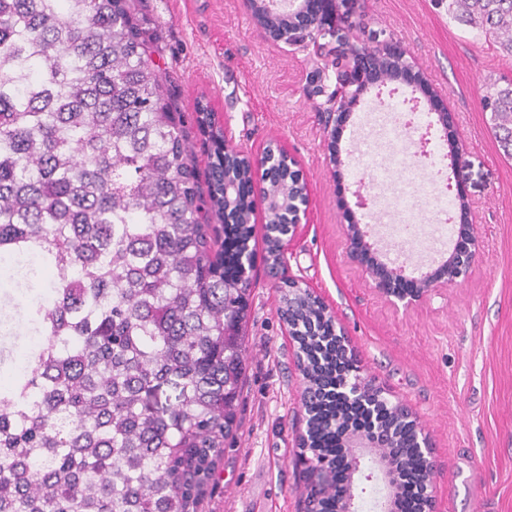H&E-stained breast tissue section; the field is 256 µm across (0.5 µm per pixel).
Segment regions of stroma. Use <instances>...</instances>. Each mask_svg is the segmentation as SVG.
I'll return each mask as SVG.
<instances>
[{
	"label": "stroma",
	"instance_id": "stroma-1",
	"mask_svg": "<svg viewBox=\"0 0 512 512\" xmlns=\"http://www.w3.org/2000/svg\"><path fill=\"white\" fill-rule=\"evenodd\" d=\"M140 31L172 92L208 182L212 138L228 131L229 148L257 155L285 144L309 185L308 222L280 265L262 231L254 253L244 318L247 353L236 426L208 485L202 512H299L304 483L299 458L303 376L280 310L281 284L297 279L320 295L345 327L364 375L402 400L431 435L437 512H512V159L505 158L480 98L487 84L512 75L484 35L458 25L448 0H352L330 24L348 44L330 42L332 60L348 45L393 39L407 52L414 77L369 87L330 139L310 81L313 51L275 43L257 27L245 0H135ZM211 110L201 127L197 107ZM453 116L448 127L435 113ZM411 119L409 144L370 133L373 121ZM374 155L399 160L387 186L373 191L357 162L362 141ZM460 152L461 166L450 157ZM338 153L340 169L329 162ZM368 201L356 205L358 197ZM451 199L479 243L467 278L412 309L396 308L374 289L364 267L346 253V213L369 225L379 260L408 276L433 270L424 238L393 243L370 214L403 211L429 227L435 198ZM464 198L467 211L455 206Z\"/></svg>",
	"mask_w": 512,
	"mask_h": 512
}]
</instances>
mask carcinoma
Here are the masks:
<instances>
[{"instance_id": "cac0c4a2", "label": "carcinoma", "mask_w": 512, "mask_h": 512, "mask_svg": "<svg viewBox=\"0 0 512 512\" xmlns=\"http://www.w3.org/2000/svg\"><path fill=\"white\" fill-rule=\"evenodd\" d=\"M448 15L512 56V0ZM481 107L512 158V79ZM174 109L132 0H0V512H198L232 437L252 226L202 220ZM226 169L219 140L217 218ZM329 338L303 343L317 383Z\"/></svg>"}]
</instances>
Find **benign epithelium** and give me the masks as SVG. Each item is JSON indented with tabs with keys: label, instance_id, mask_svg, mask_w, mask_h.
<instances>
[{
	"label": "benign epithelium",
	"instance_id": "benign-epithelium-1",
	"mask_svg": "<svg viewBox=\"0 0 512 512\" xmlns=\"http://www.w3.org/2000/svg\"><path fill=\"white\" fill-rule=\"evenodd\" d=\"M280 3L281 0H247L260 29L271 40L289 46L311 44L319 50L323 49L320 39L325 35L336 38L338 42L347 40V33L343 29L327 28L326 20L309 6L308 0H287L284 7ZM351 56L352 64L336 71L334 86L324 83V69H319L316 75L315 93L325 97L327 103V108L320 110L322 122L331 136L336 135L345 119L346 110L357 102L365 86L396 81L412 71V66L406 60V52L391 40L372 48L355 49ZM250 162L247 174L224 181V223H237L239 209H253L255 200H261L265 210L264 224L271 223L272 215L277 213L280 215L278 223L288 225V233L280 238L273 257V262L278 263L284 257L285 247L299 233L300 226L307 223L308 185L303 174L293 169L297 162L282 144H267ZM293 176L298 178L303 191L296 211L290 212L283 205L281 189L288 186ZM343 230L351 258L362 261L373 249L366 240L368 232L351 216L343 225ZM456 234V246L440 269L419 278L418 285L408 291L398 288V284L404 280L403 269L390 267L384 262L370 264L367 273L376 290L390 303L395 305L400 302L408 309L444 285L466 278L477 259L478 241L471 224L458 225ZM294 294L306 298L320 311L323 319L330 322L337 352L352 364L336 380V386L320 389L309 377L304 360H297L304 379L302 422L308 421L313 405L333 395L365 413L371 422L369 429L357 430L348 436L345 442L347 480L332 486L326 481L336 472L335 465L321 458L322 450L312 447L307 432L300 433L301 458L307 479L301 495V512H318L317 505L329 497L336 500V512H360V500L366 492V488L362 487L365 481L374 484V512H395L399 473L412 458L420 460L422 465L424 512H436V470L430 436L406 405L391 403L381 387L361 376L351 340L330 307L313 290L301 287L298 280L290 278L288 295ZM392 417L411 430L412 439L409 442H403L399 432L384 425V419Z\"/></svg>",
	"mask_w": 512,
	"mask_h": 512
}]
</instances>
